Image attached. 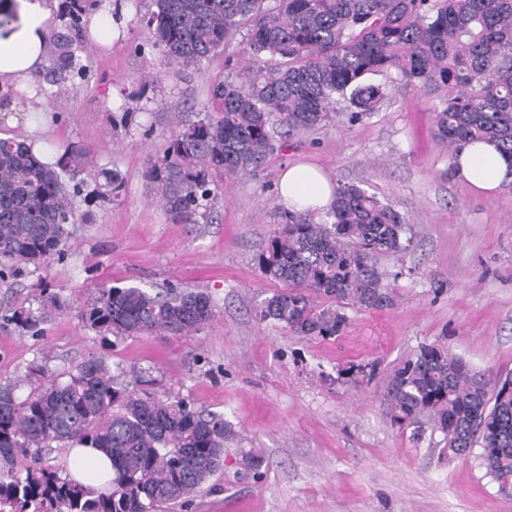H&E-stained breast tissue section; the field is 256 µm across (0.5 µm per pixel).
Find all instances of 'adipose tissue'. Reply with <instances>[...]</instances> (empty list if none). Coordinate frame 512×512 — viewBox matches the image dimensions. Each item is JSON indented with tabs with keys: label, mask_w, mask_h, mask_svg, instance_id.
I'll use <instances>...</instances> for the list:
<instances>
[{
	"label": "adipose tissue",
	"mask_w": 512,
	"mask_h": 512,
	"mask_svg": "<svg viewBox=\"0 0 512 512\" xmlns=\"http://www.w3.org/2000/svg\"><path fill=\"white\" fill-rule=\"evenodd\" d=\"M18 20L0 28V87L31 85L44 61L53 8L49 0H14ZM457 176L480 193L489 195L512 182V160L489 142H470L453 159ZM278 195L285 208L319 213L334 203L335 186L317 167L298 163L278 177Z\"/></svg>",
	"instance_id": "obj_1"
}]
</instances>
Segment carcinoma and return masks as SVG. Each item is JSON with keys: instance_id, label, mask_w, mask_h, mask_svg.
<instances>
[{"instance_id": "cac0c4a2", "label": "carcinoma", "mask_w": 512, "mask_h": 512, "mask_svg": "<svg viewBox=\"0 0 512 512\" xmlns=\"http://www.w3.org/2000/svg\"><path fill=\"white\" fill-rule=\"evenodd\" d=\"M97 0H66L69 22L46 44L49 84L63 88L86 68L77 54L84 17ZM139 22L165 66L199 67L241 36L231 76L212 86L217 110L190 118L177 113L163 155L148 176L176 224H196L217 175L256 172L276 138L329 125L346 98L356 120L375 111L386 85L414 84L438 101L436 134L453 151L473 140L496 144L512 159V0H153ZM87 154L68 146L55 162L25 142L0 137V267L19 272L62 254L75 223L68 186ZM95 195L116 198L124 183L103 172ZM329 220L284 213L281 227L258 257L262 274L288 291L267 299L260 317L299 336L341 334L346 317L319 299L366 310L391 303L375 257L405 248V217L357 185L336 188ZM69 307L54 294L33 315L9 321L33 330ZM213 317L210 298L191 290L152 293L138 286H104L81 308L83 327L117 338L181 334ZM104 358L65 376H49L21 399L0 387V512H165L197 493L224 460V417L206 414L178 396L158 397L117 382ZM391 421L419 432L427 419L448 437V448L481 447L487 473L512 482V379L470 369L448 350L427 346L393 375ZM75 445L112 459L108 487L74 481L45 460L46 451ZM23 457L29 464L15 467Z\"/></svg>"}]
</instances>
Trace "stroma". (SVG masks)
Returning <instances> with one entry per match:
<instances>
[{"label": "stroma", "mask_w": 512, "mask_h": 512, "mask_svg": "<svg viewBox=\"0 0 512 512\" xmlns=\"http://www.w3.org/2000/svg\"><path fill=\"white\" fill-rule=\"evenodd\" d=\"M112 7L116 33L79 53L86 79L60 94L35 75L43 93L0 123V137L38 145L44 161L79 145L124 182L118 198L78 204L62 258L0 280V384L23 397L34 367L55 376L103 357L124 367L123 384L142 368L156 394L223 415V465L176 512H512V486L488 475L478 452L452 454L430 423L418 436L399 429L387 405L391 373L424 345L447 347L475 372L512 377V183L489 196L471 190L434 134V101L400 83L359 121L343 115L279 139L258 173L215 188L198 223H172L146 170L166 146L172 114L215 109L210 86L227 77L224 58L240 46L175 71L138 21L151 0ZM145 75L155 82L141 94ZM300 160L335 184L365 189L412 228L406 250L377 259L392 305L341 306L347 326L330 339L296 336L259 317L262 303L284 290L257 257L281 223L278 176ZM105 284L200 291L215 316L181 335L115 342L83 329L78 316ZM50 293L70 306L41 335L10 322L14 309L39 310ZM366 363L377 366L371 380L344 378Z\"/></svg>", "instance_id": "35a3bbf8"}]
</instances>
